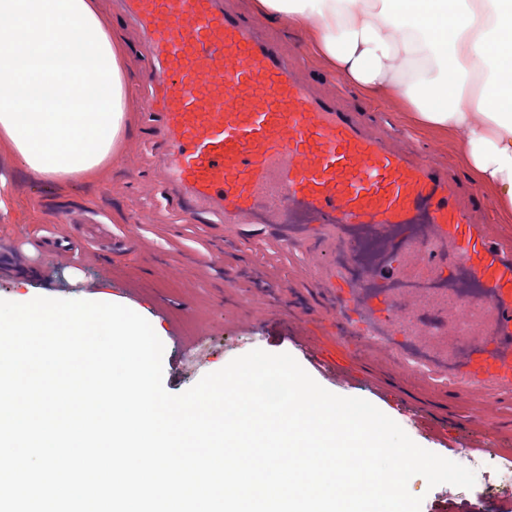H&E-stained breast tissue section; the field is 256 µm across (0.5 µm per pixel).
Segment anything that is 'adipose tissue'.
Returning a JSON list of instances; mask_svg holds the SVG:
<instances>
[{
  "mask_svg": "<svg viewBox=\"0 0 512 512\" xmlns=\"http://www.w3.org/2000/svg\"><path fill=\"white\" fill-rule=\"evenodd\" d=\"M365 95L391 91L460 137L512 218V0H257ZM120 37L95 0H0V141L49 180L101 167L136 111Z\"/></svg>",
  "mask_w": 512,
  "mask_h": 512,
  "instance_id": "ef3b65f1",
  "label": "adipose tissue"
}]
</instances>
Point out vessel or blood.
I'll return each instance as SVG.
<instances>
[{
  "label": "vessel or blood",
  "instance_id": "b4317fda",
  "mask_svg": "<svg viewBox=\"0 0 512 512\" xmlns=\"http://www.w3.org/2000/svg\"><path fill=\"white\" fill-rule=\"evenodd\" d=\"M154 64L146 114L163 136L164 164L184 213L224 216L225 246L260 225L268 250L332 313L331 332L305 342L311 364L342 383L374 357L473 406L481 438L502 432L512 402V238L482 223L438 161L370 131L337 97L297 78L278 47L223 0H123ZM401 231L404 249L378 272H432L452 252L479 286L453 305L450 335L465 351L428 349L439 330L416 319L423 300L357 288L330 256L346 228Z\"/></svg>",
  "mask_w": 512,
  "mask_h": 512
}]
</instances>
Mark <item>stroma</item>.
<instances>
[{
  "instance_id": "stroma-1",
  "label": "stroma",
  "mask_w": 512,
  "mask_h": 512,
  "mask_svg": "<svg viewBox=\"0 0 512 512\" xmlns=\"http://www.w3.org/2000/svg\"><path fill=\"white\" fill-rule=\"evenodd\" d=\"M101 4L108 23L121 31L129 47L130 84L133 92H141L150 71L142 37L115 0ZM261 28L295 58L297 75L321 91H339L362 121L396 136L407 148L433 156L472 192L485 223L512 235V223L500 217L491 190L466 177L459 138L418 125L413 113L391 95L369 98L341 82L328 65L307 55L302 32L266 22ZM132 118L131 132L116 157L72 182L44 180L0 145V179L14 200L9 212H0V249L11 252L18 265L17 271L0 273V299L23 303L42 296L131 308L150 322L164 344L163 385L172 394L183 393L203 375L254 349L286 352L307 365L299 344L303 337L327 332L328 314L309 310L303 284L288 280L286 256L263 254L275 277L266 287H253L244 252L219 241L221 217L185 219L178 200L167 192L150 122L141 111ZM48 236L72 241L77 258L45 260L41 242ZM318 382L334 394L374 404L381 393L391 394L399 407L386 414L416 444L474 471L476 482L470 489L451 484L431 488L424 477H413L409 490L421 497L420 512H512V493L491 490L488 478L494 462L512 459V426L504 430L503 447H456L420 422L411 408L420 406L425 415L457 422L472 434L476 428L468 407L430 392L391 366L363 364L359 376L346 385L323 376Z\"/></svg>"
}]
</instances>
